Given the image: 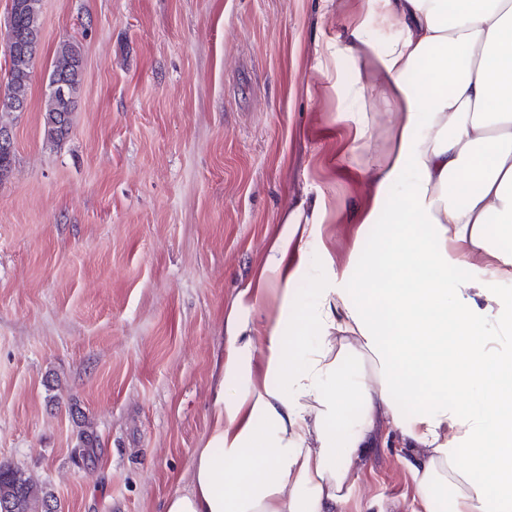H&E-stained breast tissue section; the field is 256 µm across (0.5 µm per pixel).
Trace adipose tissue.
<instances>
[{
  "instance_id": "obj_1",
  "label": "adipose tissue",
  "mask_w": 512,
  "mask_h": 512,
  "mask_svg": "<svg viewBox=\"0 0 512 512\" xmlns=\"http://www.w3.org/2000/svg\"><path fill=\"white\" fill-rule=\"evenodd\" d=\"M375 18L393 35L372 47L373 84L345 86L344 118L375 183L358 221L379 233L316 265L307 211L323 202L282 215L226 316L212 435L163 512H347L382 419L412 512H512V350L485 339L479 304L512 280V255L477 294L458 275L512 229V0H382ZM374 86L396 109L378 157Z\"/></svg>"
}]
</instances>
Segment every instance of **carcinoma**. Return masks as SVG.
I'll list each match as a JSON object with an SVG mask.
<instances>
[{"mask_svg": "<svg viewBox=\"0 0 512 512\" xmlns=\"http://www.w3.org/2000/svg\"><path fill=\"white\" fill-rule=\"evenodd\" d=\"M39 0H11V20L17 36L25 44L39 37ZM35 52L30 51L17 59L8 69L4 99L27 103ZM61 81L66 93L49 90L44 103V132L51 140L64 138L72 120L66 119L75 108V98L81 82V59L75 46L63 45L57 52L49 76V83ZM0 512H56L49 503V495L25 473L10 466L0 465Z\"/></svg>", "mask_w": 512, "mask_h": 512, "instance_id": "1", "label": "carcinoma"}]
</instances>
